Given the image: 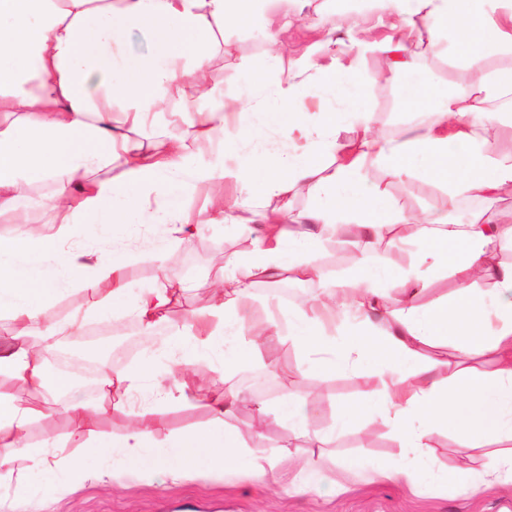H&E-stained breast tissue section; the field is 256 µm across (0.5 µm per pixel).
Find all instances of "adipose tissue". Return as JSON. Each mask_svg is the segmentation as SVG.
Returning a JSON list of instances; mask_svg holds the SVG:
<instances>
[{"label": "adipose tissue", "mask_w": 512, "mask_h": 512, "mask_svg": "<svg viewBox=\"0 0 512 512\" xmlns=\"http://www.w3.org/2000/svg\"><path fill=\"white\" fill-rule=\"evenodd\" d=\"M281 0H0V317L22 328L0 341V482L15 481L14 458H33L44 476L43 497L66 490L88 476L86 460H108L106 474L117 489L130 479L179 483L202 475L275 484L283 456L245 446L226 419L237 405L228 387L220 399L203 396L214 369L224 375L255 364L261 347L287 341L304 358V374L324 381L335 375L371 380L362 400L347 406L355 421L376 414L400 448L390 463L355 462L353 471L371 479L414 486L432 479L461 492L479 491L486 482L512 487V263L493 255L512 243V226L480 217L452 221L464 199H493L512 186V141L492 103L512 99V67L493 68L496 54L512 55V0H378L376 25L337 18L322 35L321 47L337 44L347 29L365 52L394 51L391 71L414 68L423 47L461 63L467 84L449 87L422 122L395 139L374 130L369 113L359 111L363 83H348L337 58L314 62L310 75L295 73L277 84V107L269 118L288 132V151L266 167L261 192H254L257 160L242 157L232 172L197 169L193 178L220 186L233 181L238 193L221 197L224 221L252 234V248L227 261L223 277L210 286L208 307L192 311L170 344L179 357L158 378L153 355L122 367L99 358L102 373L97 402L72 399L65 407L67 434L40 445L28 430L45 409L40 392L63 386L49 373L44 357L59 336L82 335L88 320L109 323L133 318L144 334L161 329L186 287L170 273L129 293L125 254L80 248L85 225L96 230L132 221L161 224L154 244L163 255L173 244L212 223L208 210L184 219L176 179L183 148L174 138L144 154L126 145L112 125V114L162 112L168 101L188 114L187 131L209 138L224 126V106L210 103L206 70L216 28L252 25L258 15L274 17ZM139 29L150 42L148 54L128 48V34ZM450 34L443 44L442 34ZM345 89L342 114L309 116L297 107L310 84ZM348 123L358 148L340 142L337 121ZM52 180V196H34L32 207L50 208L57 227L36 231L19 217L15 190L27 178ZM420 178L443 186L447 209L406 216L390 199L386 180ZM144 190L166 186L158 204L125 193L127 182ZM310 185L313 205L293 216L287 210H259L260 197L287 198ZM358 232L352 271L329 280L316 263L324 242ZM406 226L400 246L410 249L409 268L393 270L375 256L380 239ZM454 271L456 288L428 305L420 297L431 277ZM288 272L317 279L320 292L289 309L285 322L259 326L247 316L254 285ZM397 281L395 296L382 285ZM76 284L94 299L84 313L52 322L45 307L61 286ZM339 333L326 334V324ZM224 353L213 365L211 352ZM150 388L154 402L129 422L120 437L100 431L98 417L112 396L128 398ZM209 408L205 428L175 433L164 412L177 405ZM445 431L461 454H480L478 467H435L433 437Z\"/></svg>", "instance_id": "adipose-tissue-1"}]
</instances>
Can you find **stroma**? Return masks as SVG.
Masks as SVG:
<instances>
[{
	"label": "stroma",
	"instance_id": "1",
	"mask_svg": "<svg viewBox=\"0 0 512 512\" xmlns=\"http://www.w3.org/2000/svg\"><path fill=\"white\" fill-rule=\"evenodd\" d=\"M282 9L299 15L300 21L286 34L290 53L275 64L265 53L261 27L227 26L217 30L209 62L212 99L229 107L240 100L253 99V125L241 134L240 149L236 152L223 149L217 139L198 142L186 138L182 151L185 169L200 166L230 169L238 164L243 152L268 163L287 151L285 133L268 119L269 112L276 108L272 90L297 65L317 57V35L330 24L333 14L355 16L360 12L358 0H284ZM342 61L360 79L369 82L370 93L364 108L370 112L377 132L387 138L403 134L412 126L418 111L434 106L449 85L466 79L462 66L433 52L423 54L413 71L390 81L383 78L388 61L381 53L361 54L352 49L343 55ZM112 120L123 129L128 142L144 152L154 151L156 144L184 128V116L177 112H145L135 119L116 112ZM387 189L409 215L445 207L442 187L417 178L388 182ZM161 235L159 225L135 223L105 235L87 237L86 242L102 252L119 249L128 254L125 276L131 292L155 283L164 268L192 284V291L172 310L174 323L181 325L191 311L208 306L207 285L223 275L225 257L248 251L250 241L237 226L218 218L159 257L153 243ZM263 354L276 359V370L257 364L237 372L232 379L240 398L228 423L252 448L281 452L287 430L278 422L274 409L288 389L304 394L315 391L314 411L308 424L311 431L322 433L367 388V378L355 375H335L322 385H315L313 377L301 373V354L286 342L268 344ZM85 396V391L76 384L52 391L48 397L52 410L31 426L30 442L37 445L47 437L64 435V406L72 398ZM261 402L269 412L262 432L257 434L250 424L257 418V405ZM398 452L379 418L370 415L353 422L325 447L294 449L295 464L284 467L281 481L274 488L231 479L198 478L177 485L136 481L127 489L116 490L109 487L105 476L96 475L74 482L69 490L46 505L38 493H31L17 502L14 512H512V491L493 484L483 486L476 493H462L435 483L412 489L378 480L366 481L347 468L348 462L355 458L391 461ZM307 460L326 468L333 489L301 485L298 464Z\"/></svg>",
	"mask_w": 512,
	"mask_h": 512
}]
</instances>
